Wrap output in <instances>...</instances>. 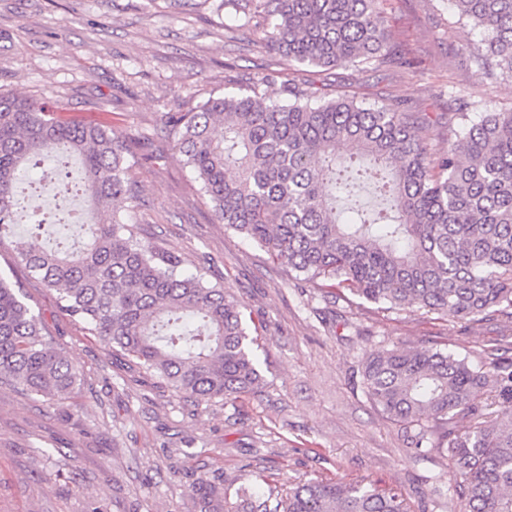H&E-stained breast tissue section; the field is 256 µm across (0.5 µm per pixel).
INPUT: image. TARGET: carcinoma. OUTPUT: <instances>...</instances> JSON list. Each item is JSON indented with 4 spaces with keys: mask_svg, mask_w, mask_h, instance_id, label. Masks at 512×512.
<instances>
[{
    "mask_svg": "<svg viewBox=\"0 0 512 512\" xmlns=\"http://www.w3.org/2000/svg\"><path fill=\"white\" fill-rule=\"evenodd\" d=\"M458 23L481 33L473 57L512 78V0H451ZM376 0H256L269 21L264 46L288 62L335 68L383 63ZM264 75L249 91L169 112L186 164L219 222L255 241L291 271L386 310L418 307L478 321L512 319V111L485 103L456 112L455 140L429 151L417 112L354 99L312 102L313 92ZM129 147L112 129L65 121L40 98L0 92V237L21 219L16 192L32 158L81 159L85 231L51 250L17 242L16 258L56 293L59 308L120 348L144 372L198 402L254 392L257 338L246 306L184 258L137 239L112 204L136 199ZM77 366L59 350L19 286L0 277V384L49 402L74 393ZM366 393L387 418L448 459L464 512H512V360L470 362L446 348H383L362 365ZM499 388L488 412L480 389ZM199 512H407L393 488L309 480L286 495L216 479L188 487ZM235 498L236 503L229 502Z\"/></svg>",
    "mask_w": 512,
    "mask_h": 512,
    "instance_id": "cac0c4a2",
    "label": "carcinoma"
}]
</instances>
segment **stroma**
I'll list each match as a JSON object with an SVG mask.
<instances>
[{
	"label": "stroma",
	"mask_w": 512,
	"mask_h": 512,
	"mask_svg": "<svg viewBox=\"0 0 512 512\" xmlns=\"http://www.w3.org/2000/svg\"><path fill=\"white\" fill-rule=\"evenodd\" d=\"M386 63L314 68L258 48L263 31L224 0H0V92L49 96L62 118L112 126L132 147L139 200L118 204L142 241L182 253L242 301L260 324L257 392L198 403L129 370L111 344L66 315L54 291L0 240V277L20 282L57 345L81 371L74 394L49 405L0 386V512H195L199 478L237 488L321 478L397 488L410 512H462L435 451L367 397L361 364L393 346L448 345L460 356L512 357L508 320L479 322L415 308L382 310L335 296L273 262L218 223L165 123L210 97L276 73L278 83L390 104L430 120L422 136L448 146L441 125L458 97L512 109V82L468 59L480 33L458 26L449 0H378Z\"/></svg>",
	"instance_id": "obj_1"
}]
</instances>
